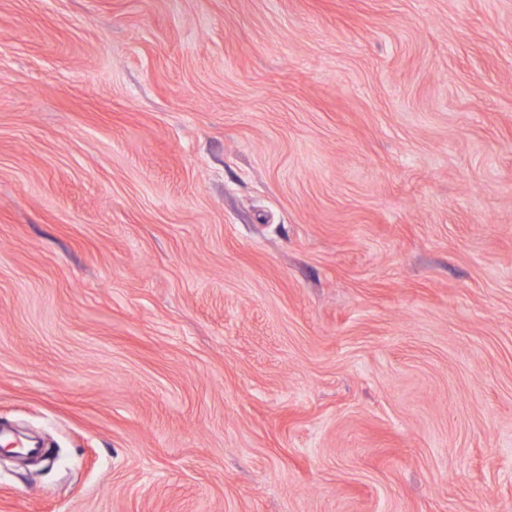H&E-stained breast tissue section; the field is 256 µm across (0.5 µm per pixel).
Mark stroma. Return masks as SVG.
<instances>
[{"label":"stroma","mask_w":512,"mask_h":512,"mask_svg":"<svg viewBox=\"0 0 512 512\" xmlns=\"http://www.w3.org/2000/svg\"><path fill=\"white\" fill-rule=\"evenodd\" d=\"M0 512H512V0H0Z\"/></svg>","instance_id":"1"}]
</instances>
